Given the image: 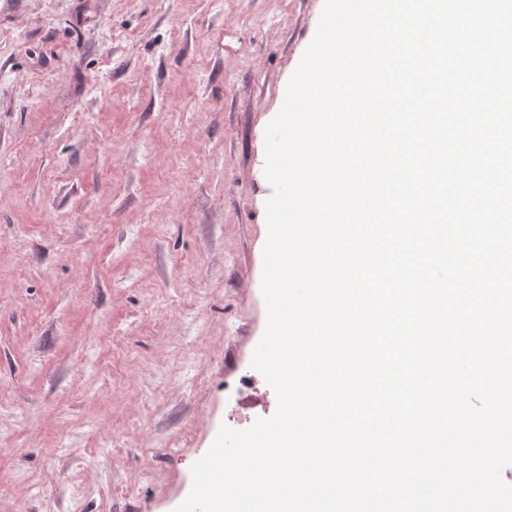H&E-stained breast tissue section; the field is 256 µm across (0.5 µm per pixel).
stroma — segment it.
I'll return each instance as SVG.
<instances>
[{
	"mask_svg": "<svg viewBox=\"0 0 512 512\" xmlns=\"http://www.w3.org/2000/svg\"><path fill=\"white\" fill-rule=\"evenodd\" d=\"M324 0H0V512H174L267 324L265 129Z\"/></svg>",
	"mask_w": 512,
	"mask_h": 512,
	"instance_id": "stroma-1",
	"label": "stroma"
}]
</instances>
